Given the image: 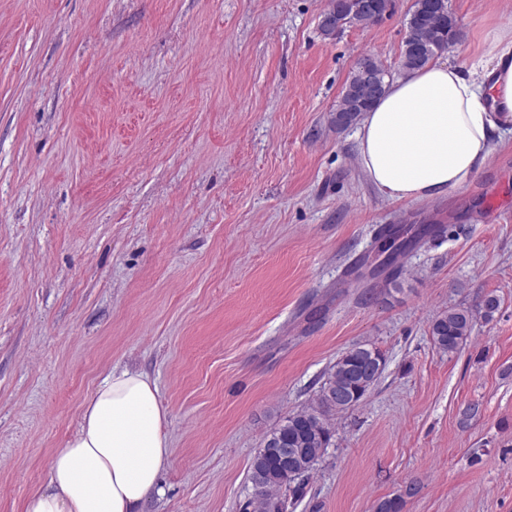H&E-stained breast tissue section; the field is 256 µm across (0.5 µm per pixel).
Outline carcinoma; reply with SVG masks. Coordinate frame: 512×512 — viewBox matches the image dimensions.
<instances>
[{
	"instance_id": "obj_1",
	"label": "carcinoma",
	"mask_w": 512,
	"mask_h": 512,
	"mask_svg": "<svg viewBox=\"0 0 512 512\" xmlns=\"http://www.w3.org/2000/svg\"><path fill=\"white\" fill-rule=\"evenodd\" d=\"M338 0L334 4L342 17L369 27L377 19L364 13H352L354 3ZM439 0H416L411 6L407 35L401 52L400 68L411 71L424 66L439 53L457 43L461 36L458 19ZM372 64L380 75V86L368 88L360 83L361 68L352 71L336 105L334 122L345 128L357 121L384 94L386 80L392 73L377 59ZM474 322L471 309L454 306L436 316L430 323L434 344L442 351L457 353L466 346ZM385 361L384 354L369 344H358L336 359L316 400L288 415L264 438L263 448L253 458L249 478L255 490L257 512H286V501L279 492L287 489L294 499L304 494L306 481L316 464L331 445L334 431L332 417L358 405L373 387L363 379L367 365ZM304 448L301 474L288 476L281 463V449Z\"/></svg>"
}]
</instances>
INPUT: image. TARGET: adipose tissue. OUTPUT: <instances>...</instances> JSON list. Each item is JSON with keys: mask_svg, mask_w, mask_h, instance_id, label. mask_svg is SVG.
<instances>
[{"mask_svg": "<svg viewBox=\"0 0 512 512\" xmlns=\"http://www.w3.org/2000/svg\"><path fill=\"white\" fill-rule=\"evenodd\" d=\"M512 123V26L488 29L470 67L438 59L393 80L365 112L357 158L393 201L431 200L465 187ZM167 412L150 377L111 372L83 406L76 434L50 463L23 512H141L169 460Z\"/></svg>", "mask_w": 512, "mask_h": 512, "instance_id": "ef3b65f1", "label": "adipose tissue"}]
</instances>
